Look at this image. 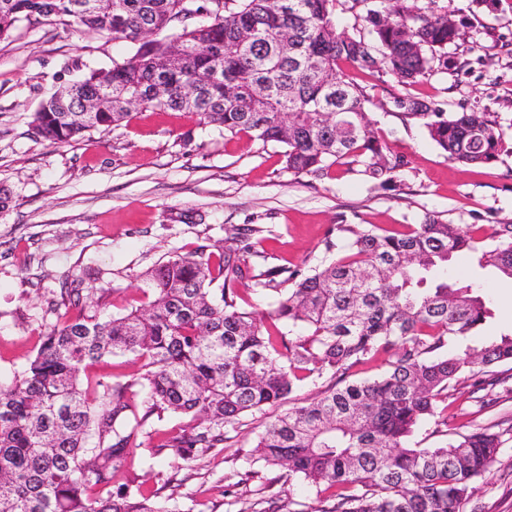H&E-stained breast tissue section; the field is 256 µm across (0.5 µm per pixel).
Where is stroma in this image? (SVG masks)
Wrapping results in <instances>:
<instances>
[{"label":"stroma","mask_w":512,"mask_h":512,"mask_svg":"<svg viewBox=\"0 0 512 512\" xmlns=\"http://www.w3.org/2000/svg\"><path fill=\"white\" fill-rule=\"evenodd\" d=\"M450 8L466 38L449 45L447 66L411 85L390 75L353 73L369 94L365 110L381 140L408 161L388 188L342 166L317 179L294 175L279 145L198 129L182 112L144 111L69 145L36 140L30 121L42 99L86 67H111L132 47L74 25L18 22L0 39V188L13 195L9 211L0 212V380L21 374L57 320L76 316L75 308L47 306L63 283L105 290V298L86 302V314H123L148 302L145 271L171 253L223 245L229 224L263 227L270 264L293 270L318 263L330 226L339 222L403 231L432 214L487 229L512 224V155L487 165L453 161L393 105L394 97L409 95L447 112L476 108L512 141V0H451ZM188 131L193 137L187 141ZM179 212L185 222L173 221ZM492 297L490 324L453 343L452 351L512 331V285H496ZM283 411L279 405L246 416L232 447L190 463L160 445L181 417L148 419L137 438L152 439L160 450L135 449L128 463L149 491L167 478L180 480L168 512H240L259 488L317 512L315 488L284 482L278 471L238 482L263 423ZM510 415L512 397L483 411L462 384L451 399L448 426ZM500 458L477 484L488 512H512L511 434Z\"/></svg>","instance_id":"obj_1"}]
</instances>
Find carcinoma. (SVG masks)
Wrapping results in <instances>:
<instances>
[{
    "label": "carcinoma",
    "mask_w": 512,
    "mask_h": 512,
    "mask_svg": "<svg viewBox=\"0 0 512 512\" xmlns=\"http://www.w3.org/2000/svg\"><path fill=\"white\" fill-rule=\"evenodd\" d=\"M71 0H0V38L16 23H75L122 39L132 52L90 68L42 100L33 134L69 144L119 125L139 110L195 116L197 126L284 148L285 168L322 177L338 164L381 187L408 165L383 146L348 68L410 84L446 62L463 36L448 6L427 0H348L367 34L335 24L341 0H98L85 13ZM449 158L487 164L512 153L486 112L448 114L397 97ZM238 247L202 245L147 270L151 300L118 316L80 314L43 337L21 375L0 383V512H168L130 472L113 486L136 429L150 417L183 416L162 447L189 462L224 450L225 428L291 399L307 381L333 384L265 423L243 481L278 469L323 495L318 512H485L476 484L497 462L504 432L477 425L423 448L416 432L448 426L439 404L467 373L473 391L499 384L491 368L512 362V332L485 347L448 354L450 343L492 318L483 285L448 277L459 253L512 282V224L491 231L427 216L404 233L374 224H334L313 269L267 260L255 224L225 229ZM274 295L268 327L239 304L241 287ZM94 289L71 284L51 305L79 307ZM386 352L381 373L350 379L353 367ZM116 355L143 361L133 381L88 374ZM146 391L134 400L133 387Z\"/></svg>",
    "instance_id": "1"
}]
</instances>
